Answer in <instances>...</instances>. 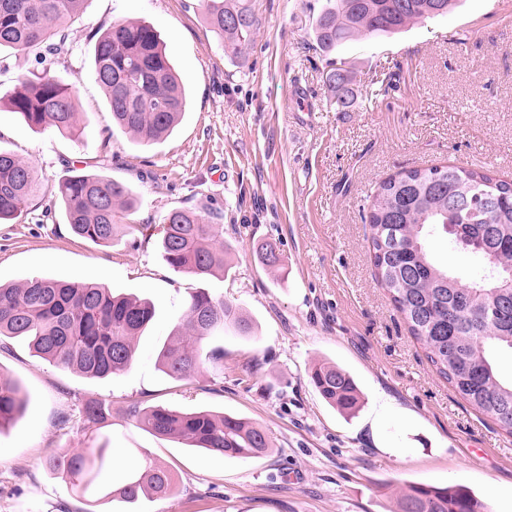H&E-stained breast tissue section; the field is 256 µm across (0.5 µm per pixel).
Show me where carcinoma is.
<instances>
[{"instance_id": "carcinoma-1", "label": "carcinoma", "mask_w": 512, "mask_h": 512, "mask_svg": "<svg viewBox=\"0 0 512 512\" xmlns=\"http://www.w3.org/2000/svg\"><path fill=\"white\" fill-rule=\"evenodd\" d=\"M88 0H0V53L23 52L34 67L19 78L8 98L12 112L31 128H51L64 136L78 127L74 89L47 67L50 57L72 42L70 29ZM456 0H325L313 19L316 50L331 54L363 37L390 36L413 23L445 18ZM204 22L224 56L235 59L252 44L259 20L250 0H201ZM92 75L101 87L112 123L148 145L169 136L187 107L179 77L156 31L145 24L117 22L91 36ZM336 62L326 76L327 103L345 112L354 102L336 99ZM42 185L17 155L0 150V222L19 219ZM55 195L62 202L71 232L99 245L115 239L134 209L131 190L108 177L75 172L60 178ZM369 226L367 252L378 282L421 343L437 373L476 409L512 435V375L500 362L512 356V179L488 170L456 165L402 170L377 183L363 208ZM163 255L177 273L203 279L224 269V242L206 217L173 210L164 219ZM457 224L473 239L470 248L485 261L482 273L468 279L438 263L424 241ZM263 265H281L275 241L259 250ZM155 314L146 298L115 295L100 283L76 284L31 276L0 286V341L20 338L35 356L89 378L125 373L133 364L136 340ZM252 333L239 308L203 289L190 294L175 334L159 353L162 372L177 381L199 375L205 361L221 362L224 350L201 354L203 344L224 332ZM325 402L353 415L361 407L354 378L330 363L308 370ZM29 394L0 374V431L26 412ZM84 421L105 424L110 404L88 398ZM131 420L157 437L183 441L214 456L249 458L266 454L272 441L265 428L230 414L183 412L161 406L126 409ZM50 469L61 475L90 509L101 496L126 503L141 497L165 498L177 488L175 473L145 456L124 481L106 482L110 449L54 451ZM482 504L466 485L415 484L397 499V512H481Z\"/></svg>"}]
</instances>
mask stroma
I'll list each match as a JSON object with an SVG mask.
<instances>
[{
	"label": "stroma",
	"mask_w": 512,
	"mask_h": 512,
	"mask_svg": "<svg viewBox=\"0 0 512 512\" xmlns=\"http://www.w3.org/2000/svg\"><path fill=\"white\" fill-rule=\"evenodd\" d=\"M251 3L260 26L232 61L199 0H89L69 51L49 61L77 93L80 135L30 128L10 110L31 56L12 54L0 74V149L28 162L43 185L19 220L0 223V284L100 282L155 306L132 367L112 378L37 359L16 338L0 345V373L32 397L0 431V512H84L46 459L93 444L111 448L114 478L141 452L178 476L174 496L103 500L96 512H394L412 483L463 484L483 512H512V436L436 373L377 284L361 221L376 183L406 168L448 164L512 178V0H460L447 18L347 43L331 58L310 46L323 0ZM120 20L160 34L188 95L172 134L150 145L112 129L91 74L89 32ZM333 59L353 71L357 99L345 112L325 103ZM73 167L132 189L127 221L137 232L121 230L103 246L69 231L50 187ZM176 209L218 225L226 271L199 280L168 266L161 229ZM268 239L280 242L282 271L257 259ZM426 246L462 275L483 264L443 233ZM199 288L239 307L255 333L225 330L212 341L223 364L176 381L158 353ZM322 361L356 379L357 414L329 406L309 383ZM89 397L110 402L106 426L82 420ZM134 402L242 417L262 425L273 447L246 460L212 457L128 419Z\"/></svg>",
	"instance_id": "1"
}]
</instances>
